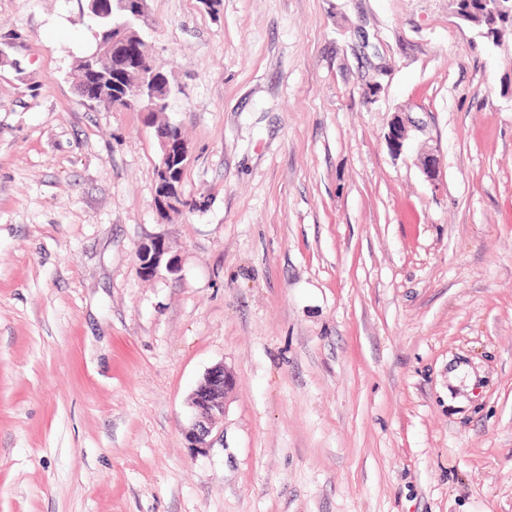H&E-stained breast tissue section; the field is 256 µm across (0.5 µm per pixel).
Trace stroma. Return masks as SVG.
<instances>
[{
    "instance_id": "stroma-1",
    "label": "stroma",
    "mask_w": 512,
    "mask_h": 512,
    "mask_svg": "<svg viewBox=\"0 0 512 512\" xmlns=\"http://www.w3.org/2000/svg\"><path fill=\"white\" fill-rule=\"evenodd\" d=\"M139 28L152 116L80 97L83 0H0V512H512V20L147 0ZM153 237L178 269L144 278ZM158 138L161 153L157 166L160 174L156 188V205L165 216L179 215L186 206L177 185L181 181L187 159V145L184 140L175 141L166 127L158 130ZM233 383L232 374L224 368V364H217L204 374L189 395L192 419L185 431V438L190 448H195L197 453L210 448L207 439L216 419L224 416V396Z\"/></svg>"
}]
</instances>
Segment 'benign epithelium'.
<instances>
[{"label":"benign epithelium","mask_w":512,"mask_h":512,"mask_svg":"<svg viewBox=\"0 0 512 512\" xmlns=\"http://www.w3.org/2000/svg\"><path fill=\"white\" fill-rule=\"evenodd\" d=\"M90 14L98 18L101 32L95 48L83 59L79 94L90 102L103 101L122 110L129 107L140 112L155 113L169 105L170 89L166 76L152 68L145 69L136 54L142 38L136 22L144 14L146 0H85ZM512 14V0H479V7L460 12V16L493 26L500 17ZM161 165L156 188V205L165 215H179L186 206L179 191L188 155L185 141L173 139L166 127L158 130ZM407 128L400 118L389 128L387 139L396 152L402 151ZM137 270L147 278L164 268L176 270V260L168 256L161 238L138 244ZM233 385L232 374L217 364L197 383L188 398L192 410L191 424L185 431L189 446L197 452L210 447L216 419L224 416V396Z\"/></svg>","instance_id":"7a95c632"}]
</instances>
